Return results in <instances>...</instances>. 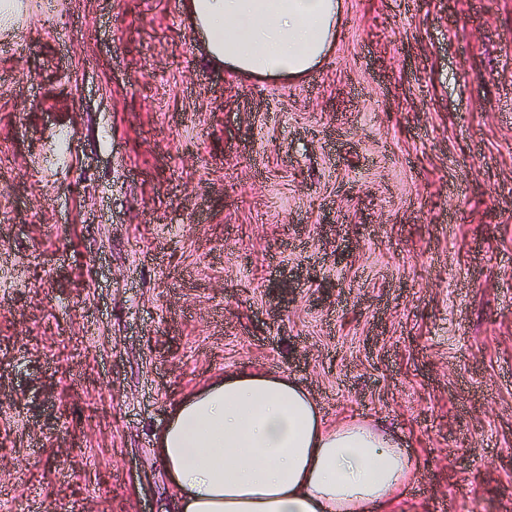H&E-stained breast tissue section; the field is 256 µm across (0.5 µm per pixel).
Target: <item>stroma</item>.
I'll return each instance as SVG.
<instances>
[{
  "instance_id": "35a3bbf8",
  "label": "stroma",
  "mask_w": 512,
  "mask_h": 512,
  "mask_svg": "<svg viewBox=\"0 0 512 512\" xmlns=\"http://www.w3.org/2000/svg\"><path fill=\"white\" fill-rule=\"evenodd\" d=\"M297 82L211 65L182 0L0 21V512H173L171 405L302 381L512 512V0H343Z\"/></svg>"
}]
</instances>
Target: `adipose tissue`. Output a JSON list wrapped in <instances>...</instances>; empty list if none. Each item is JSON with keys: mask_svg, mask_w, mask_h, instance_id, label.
Masks as SVG:
<instances>
[{"mask_svg": "<svg viewBox=\"0 0 512 512\" xmlns=\"http://www.w3.org/2000/svg\"><path fill=\"white\" fill-rule=\"evenodd\" d=\"M341 0H185L207 56L250 78L299 79L329 54ZM175 512H400L418 463L356 421L328 424L305 387L225 374L175 403L153 435Z\"/></svg>", "mask_w": 512, "mask_h": 512, "instance_id": "obj_1", "label": "adipose tissue"}]
</instances>
